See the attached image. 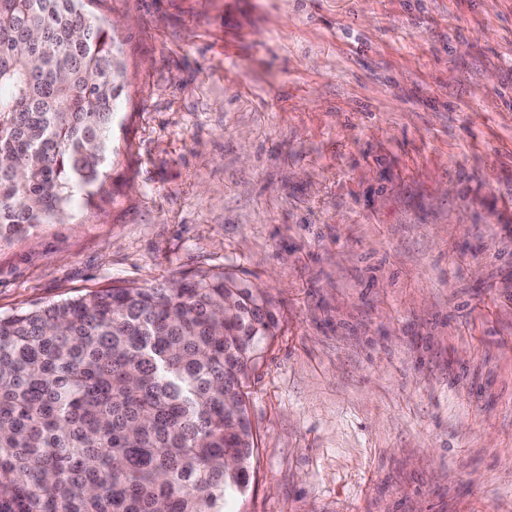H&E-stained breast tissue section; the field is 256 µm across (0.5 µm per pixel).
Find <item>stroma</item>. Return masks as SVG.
I'll return each instance as SVG.
<instances>
[{
	"label": "stroma",
	"mask_w": 512,
	"mask_h": 512,
	"mask_svg": "<svg viewBox=\"0 0 512 512\" xmlns=\"http://www.w3.org/2000/svg\"><path fill=\"white\" fill-rule=\"evenodd\" d=\"M112 178L0 315L200 268L279 311L237 512H512V0H95Z\"/></svg>",
	"instance_id": "obj_1"
}]
</instances>
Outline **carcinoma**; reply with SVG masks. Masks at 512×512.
Masks as SVG:
<instances>
[{
    "mask_svg": "<svg viewBox=\"0 0 512 512\" xmlns=\"http://www.w3.org/2000/svg\"><path fill=\"white\" fill-rule=\"evenodd\" d=\"M118 54L85 0H0V245L105 191ZM277 328L222 269L0 316V512H234Z\"/></svg>",
    "mask_w": 512,
    "mask_h": 512,
    "instance_id": "obj_1",
    "label": "carcinoma"
}]
</instances>
